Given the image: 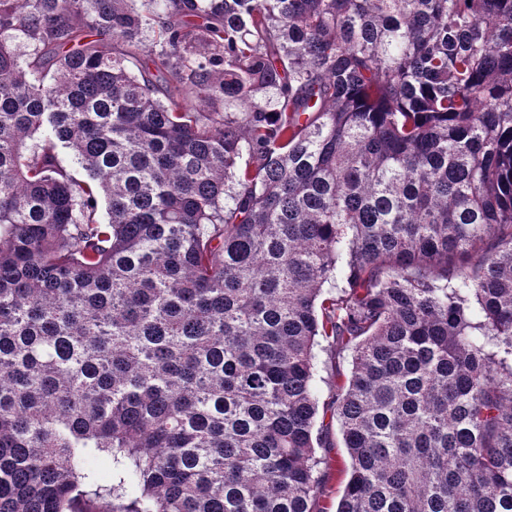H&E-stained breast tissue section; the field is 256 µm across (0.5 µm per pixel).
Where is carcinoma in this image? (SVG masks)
I'll list each match as a JSON object with an SVG mask.
<instances>
[{
	"label": "carcinoma",
	"instance_id": "obj_1",
	"mask_svg": "<svg viewBox=\"0 0 512 512\" xmlns=\"http://www.w3.org/2000/svg\"><path fill=\"white\" fill-rule=\"evenodd\" d=\"M320 336L335 512H512V0H0V512H317ZM318 341L319 345L315 348L317 356L316 384L320 398V416L317 428L320 426L325 441L332 444L334 448H327V451L324 448L318 449L319 455L325 454L329 461L327 468H329L330 477L316 508L331 512L335 510L336 503L349 478V457L346 448L342 447L336 420L331 419L330 411L323 416L322 405L324 402L330 401L335 390L336 380H344L349 373L351 354L348 350L340 351L332 339L326 340L319 337ZM338 374L340 376H337Z\"/></svg>",
	"mask_w": 512,
	"mask_h": 512
}]
</instances>
